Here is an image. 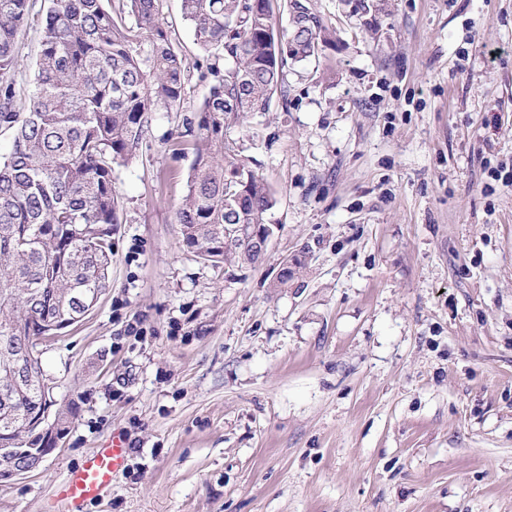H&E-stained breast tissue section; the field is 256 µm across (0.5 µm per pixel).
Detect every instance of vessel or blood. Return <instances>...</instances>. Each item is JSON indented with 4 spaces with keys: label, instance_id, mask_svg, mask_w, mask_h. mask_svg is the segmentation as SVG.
Segmentation results:
<instances>
[{
    "label": "vessel or blood",
    "instance_id": "vessel-or-blood-1",
    "mask_svg": "<svg viewBox=\"0 0 512 512\" xmlns=\"http://www.w3.org/2000/svg\"><path fill=\"white\" fill-rule=\"evenodd\" d=\"M126 461L125 439L113 437L108 445L89 453L69 472L58 488L60 499L69 504L72 512H81L85 504L101 498L111 487Z\"/></svg>",
    "mask_w": 512,
    "mask_h": 512
}]
</instances>
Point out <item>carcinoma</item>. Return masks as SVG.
Instances as JSON below:
<instances>
[{
  "label": "carcinoma",
  "mask_w": 512,
  "mask_h": 512,
  "mask_svg": "<svg viewBox=\"0 0 512 512\" xmlns=\"http://www.w3.org/2000/svg\"><path fill=\"white\" fill-rule=\"evenodd\" d=\"M30 0H0V364L26 357L34 336L81 321L110 287L112 225L120 197L112 167L136 158L152 114L179 112L189 67L162 22L163 0H50L32 90L19 107V35ZM182 0L197 44L232 70L195 63L211 83L196 128L174 153L191 155L176 220L184 244L213 263L243 262L224 247V224H267L277 200L224 141V129L266 111L284 91V60L304 63L334 43L311 0ZM240 180L224 189L225 178ZM46 403L39 381L0 371V448L33 445L29 428Z\"/></svg>",
  "instance_id": "cac0c4a2"
}]
</instances>
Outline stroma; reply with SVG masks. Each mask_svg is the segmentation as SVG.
Listing matches in <instances>:
<instances>
[{
  "label": "stroma",
  "mask_w": 512,
  "mask_h": 512,
  "mask_svg": "<svg viewBox=\"0 0 512 512\" xmlns=\"http://www.w3.org/2000/svg\"><path fill=\"white\" fill-rule=\"evenodd\" d=\"M312 2L335 47L224 133L278 200L264 260L183 243L166 139L209 93L190 78L112 170V286L41 354L63 445L0 481V512H65L116 434L126 466L84 512H512V0ZM162 17L206 60L181 0Z\"/></svg>",
  "instance_id": "1"
}]
</instances>
